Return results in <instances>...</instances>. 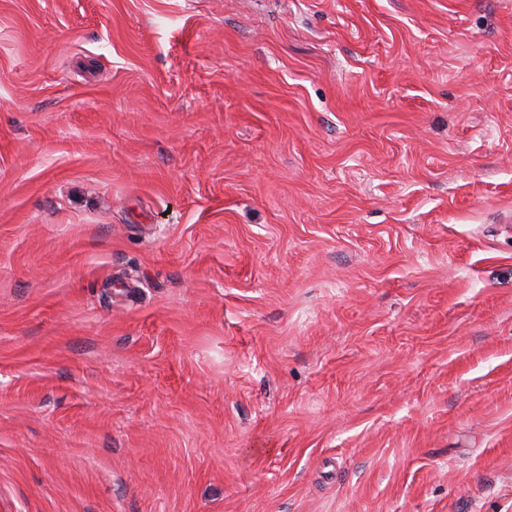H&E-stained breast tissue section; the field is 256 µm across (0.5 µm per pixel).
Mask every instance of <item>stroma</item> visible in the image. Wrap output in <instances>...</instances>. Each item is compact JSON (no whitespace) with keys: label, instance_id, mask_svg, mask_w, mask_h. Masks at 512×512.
Wrapping results in <instances>:
<instances>
[{"label":"stroma","instance_id":"1","mask_svg":"<svg viewBox=\"0 0 512 512\" xmlns=\"http://www.w3.org/2000/svg\"><path fill=\"white\" fill-rule=\"evenodd\" d=\"M0 512H512V0H0Z\"/></svg>","mask_w":512,"mask_h":512}]
</instances>
